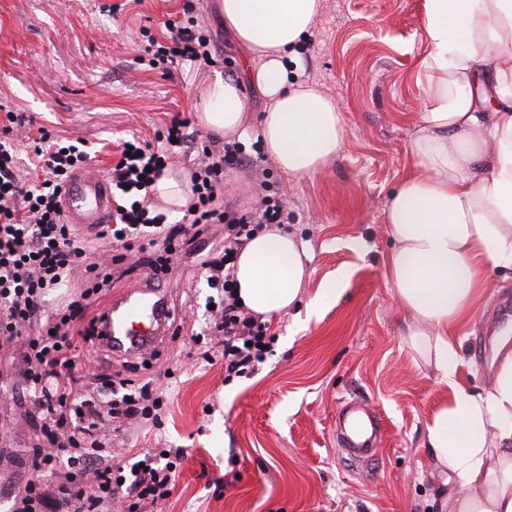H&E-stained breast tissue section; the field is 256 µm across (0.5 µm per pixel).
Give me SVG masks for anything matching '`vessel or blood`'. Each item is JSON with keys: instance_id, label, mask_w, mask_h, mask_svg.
Instances as JSON below:
<instances>
[{"instance_id": "b4317fda", "label": "vessel or blood", "mask_w": 512, "mask_h": 512, "mask_svg": "<svg viewBox=\"0 0 512 512\" xmlns=\"http://www.w3.org/2000/svg\"><path fill=\"white\" fill-rule=\"evenodd\" d=\"M62 206L69 222L83 228L110 223L112 190L108 177L89 167L76 170L63 189ZM170 316L146 285L124 290L105 311L99 342L118 353L144 351L160 342ZM380 434L381 419L364 400L353 399L340 407L336 444L342 459L366 466L374 458Z\"/></svg>"}]
</instances>
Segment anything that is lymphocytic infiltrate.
<instances>
[{
	"label": "lymphocytic infiltrate",
	"instance_id": "lymphocytic-infiltrate-1",
	"mask_svg": "<svg viewBox=\"0 0 512 512\" xmlns=\"http://www.w3.org/2000/svg\"><path fill=\"white\" fill-rule=\"evenodd\" d=\"M165 42L149 41L154 60L179 66L210 57V39L198 29L168 24ZM189 119H173L160 145L127 140L109 177L119 198L111 224L94 238L67 223L60 197L71 173L88 164L83 143H63L42 133L30 148L35 168L19 175L10 142L0 141V342H26L19 355L21 375L36 395L42 438L33 450L32 476L24 486L20 512H162L185 452L180 448L145 453L141 462L115 463L109 447L126 426L158 423L167 405L151 383L91 374L79 348L96 335L103 320L100 300L138 267L169 270L189 236L212 225L224 227V243L198 254L196 264L219 297L208 304L210 319L223 337L227 374L254 371L263 363L272 337L270 325L245 311L238 297L235 258L252 233L266 224H284V203L262 199L259 208L236 210L223 191L224 167L232 150H204L191 173V208L185 223L167 222L151 202L152 186L173 163L174 142L184 141ZM79 293L43 316L45 297L72 278ZM56 473L53 482L44 472Z\"/></svg>",
	"mask_w": 512,
	"mask_h": 512
}]
</instances>
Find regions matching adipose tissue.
<instances>
[{
  "instance_id": "obj_1",
  "label": "adipose tissue",
  "mask_w": 512,
  "mask_h": 512,
  "mask_svg": "<svg viewBox=\"0 0 512 512\" xmlns=\"http://www.w3.org/2000/svg\"><path fill=\"white\" fill-rule=\"evenodd\" d=\"M224 29L256 62L261 146L292 177H315L342 152L345 130L330 95L289 79L288 59L306 40L321 0H217ZM432 47L417 75L424 107L413 122L414 168L389 196L392 248L385 278L405 313L404 340L438 374L448 398L428 426V446L450 474L448 512H512V350H502L490 389L458 380L459 332L491 288L512 271V0H425ZM495 111H486L488 103ZM214 132L238 129L248 110L239 78L218 76L196 107ZM190 175L172 168L154 185L159 210L188 202ZM295 235L261 229L236 259L238 295L263 320L305 298L311 272Z\"/></svg>"
}]
</instances>
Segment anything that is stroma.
<instances>
[{
  "label": "stroma",
  "mask_w": 512,
  "mask_h": 512,
  "mask_svg": "<svg viewBox=\"0 0 512 512\" xmlns=\"http://www.w3.org/2000/svg\"><path fill=\"white\" fill-rule=\"evenodd\" d=\"M190 19L211 35L209 62L168 72L142 59L143 36L163 39L165 22ZM423 19L424 0H322L290 67L334 96L345 144L323 174L297 179L262 150L263 99L251 83L236 131L216 134L192 120L214 71L243 73L245 51L225 34L215 0H0V104L17 113L24 134L44 128L82 140L105 173L124 139L153 143L173 117L191 118L176 166L192 169L203 148L237 143L252 162L225 169L227 191L241 209L260 195L285 199L287 230L309 254L310 291L350 273L320 309L302 303L272 320L265 362L230 379L223 361L190 351L212 294L193 258L152 278L182 323L179 340L164 339L157 353L183 373L161 427L116 438L114 452L186 449L163 512H444L446 476L427 426L446 388L406 346L405 317L384 277L385 205L412 166V122L424 103L414 80L430 52ZM491 281L460 338V378L478 391L491 384L500 332H512L501 313L512 306V272ZM18 355L0 348V512H15L29 477L35 396L21 384ZM82 358L95 374L151 375L143 357L91 342ZM353 397L383 424L373 465L358 470L336 453V411Z\"/></svg>",
  "instance_id": "obj_1"
}]
</instances>
